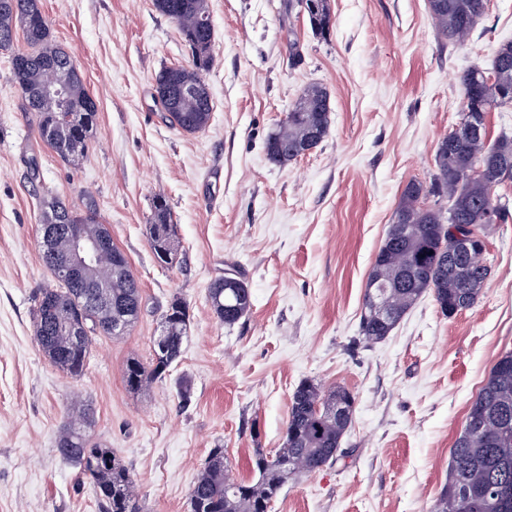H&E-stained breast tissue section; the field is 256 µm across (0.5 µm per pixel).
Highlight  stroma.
<instances>
[{
	"label": "stroma",
	"instance_id": "stroma-1",
	"mask_svg": "<svg viewBox=\"0 0 512 512\" xmlns=\"http://www.w3.org/2000/svg\"><path fill=\"white\" fill-rule=\"evenodd\" d=\"M41 3L98 105L97 129L78 164L58 157L0 51V512H98L89 478L56 451L80 399L96 411L95 439L130 469L143 512H190L212 449L250 480L255 450L282 446L305 379L348 389L355 411L337 462L289 480L271 512H429L471 402L512 351V222L485 231L490 275L469 309L447 317L425 295L376 343L362 338L359 316L404 187L430 183L436 145L460 123L461 74L490 67L512 39V0H488L461 44L437 37L428 0H329L324 37L283 0H208L214 109L196 133L166 123L153 99L157 71L189 62L153 0ZM312 83L329 91V133L272 166L264 142ZM40 190L95 206L141 286L134 327L94 336L78 380L35 337L34 297L55 283L39 254ZM159 193L177 226L169 266L149 242ZM228 268L253 298L232 327L208 301ZM176 296L189 305L183 354L129 392L126 362H150Z\"/></svg>",
	"mask_w": 512,
	"mask_h": 512
}]
</instances>
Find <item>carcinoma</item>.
Listing matches in <instances>:
<instances>
[{
    "label": "carcinoma",
    "instance_id": "cac0c4a2",
    "mask_svg": "<svg viewBox=\"0 0 512 512\" xmlns=\"http://www.w3.org/2000/svg\"><path fill=\"white\" fill-rule=\"evenodd\" d=\"M162 15L179 26L191 51L186 66H163L155 74L154 92L168 123L182 131L205 129L212 115L207 98L183 92L187 85H202L214 65L211 53L213 25L207 0H154ZM487 0H429V10L440 38L464 39L486 14ZM30 47L11 55L12 81L22 106L37 116L42 142L58 156L72 162L83 155L97 127V105L83 78H68L62 97L44 93L47 75L73 63L56 44L40 0H0V49H11L17 30ZM463 90L461 122L480 133L458 136L452 131L438 143L436 173L426 186L409 182L394 219L372 264L359 317L367 342L385 339L402 317L425 294H432L441 312L455 315L477 300L489 274L488 265H473L468 256L450 244L453 232L471 224L487 228L512 219V200L499 195V186L512 180V136L488 141L486 114L512 105V41L496 49L491 68L475 65L460 77ZM330 96L321 84L306 86L286 118L265 141L266 158L283 167L317 147L330 127ZM435 197L448 206L425 208L421 200ZM39 225L54 224L53 259L41 256L45 267L65 258L67 236L75 228L96 238L106 231L98 213L79 212L53 195L39 199ZM174 224L166 197L152 202L149 240L153 252L175 240ZM80 295L76 286L58 280L40 290L33 307L36 341L44 355L72 378L84 374L90 344L77 345L72 336L87 329L88 336L109 333V321L136 323L140 309V283L125 255L112 247L89 278ZM112 302V313L89 318V303L101 297ZM208 298L216 317L231 327L252 307L247 283L233 275V284L211 283ZM390 304L388 319L378 318L380 302ZM168 351L146 365L131 358L124 381L138 393L162 377L183 352L189 321L187 303L176 296L164 311ZM355 398L345 388L326 389L314 380L301 381L293 391L282 448L273 457L255 451L256 478L238 479L229 469L224 449L210 451L189 493L191 512H269L288 478L310 474L338 460L342 439L353 417ZM95 411L87 402L74 406L62 426L57 452L88 476L99 512H140L136 498L127 493L134 481L130 470L109 446L93 439ZM430 512H512V352L500 356L472 401L462 430L450 451L448 479Z\"/></svg>",
    "mask_w": 512,
    "mask_h": 512
}]
</instances>
